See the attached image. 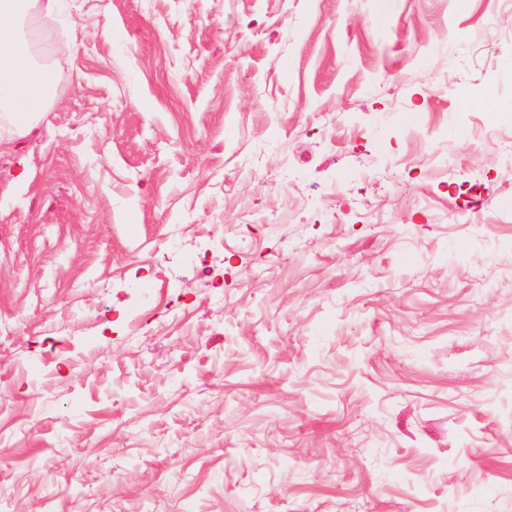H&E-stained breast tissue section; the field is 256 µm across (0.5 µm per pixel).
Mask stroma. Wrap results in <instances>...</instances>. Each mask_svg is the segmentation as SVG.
I'll return each instance as SVG.
<instances>
[{
  "label": "stroma",
  "mask_w": 512,
  "mask_h": 512,
  "mask_svg": "<svg viewBox=\"0 0 512 512\" xmlns=\"http://www.w3.org/2000/svg\"><path fill=\"white\" fill-rule=\"evenodd\" d=\"M38 23L53 98L0 151V512H512V12Z\"/></svg>",
  "instance_id": "obj_1"
}]
</instances>
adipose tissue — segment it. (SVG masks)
<instances>
[{
  "label": "adipose tissue",
  "instance_id": "adipose-tissue-1",
  "mask_svg": "<svg viewBox=\"0 0 512 512\" xmlns=\"http://www.w3.org/2000/svg\"><path fill=\"white\" fill-rule=\"evenodd\" d=\"M58 0H0V124L30 134L53 96V75L36 63L24 33L25 17L50 14Z\"/></svg>",
  "mask_w": 512,
  "mask_h": 512
}]
</instances>
